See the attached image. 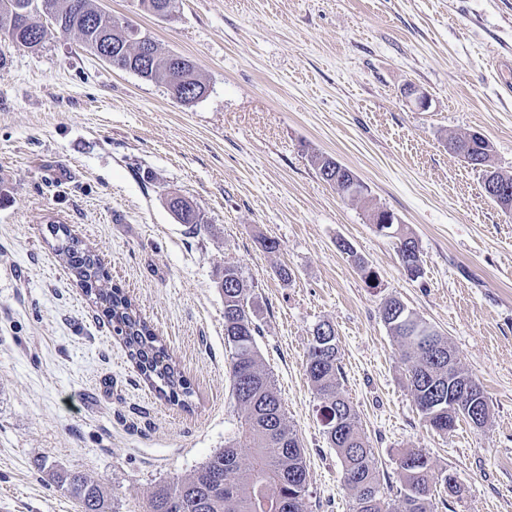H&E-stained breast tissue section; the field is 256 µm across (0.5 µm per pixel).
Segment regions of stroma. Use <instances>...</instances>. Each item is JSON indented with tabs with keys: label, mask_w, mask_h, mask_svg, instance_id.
<instances>
[{
	"label": "stroma",
	"mask_w": 512,
	"mask_h": 512,
	"mask_svg": "<svg viewBox=\"0 0 512 512\" xmlns=\"http://www.w3.org/2000/svg\"><path fill=\"white\" fill-rule=\"evenodd\" d=\"M96 2L191 59L208 92L183 104L72 34L35 51L0 40V512H80L60 481L70 472L100 483L105 512H147L156 486L223 448L238 421L218 284L228 261L255 287L256 343L303 444L308 512L354 502L305 372L321 322L336 330L341 389L382 485L399 489L400 457L421 448L461 484L435 512H512V213L447 147L481 134L512 174V0H179L168 18ZM322 155L367 199L322 180ZM173 193L199 208L200 228L179 223ZM375 207L418 241L421 278L370 224ZM51 224L92 247L154 327L190 384L188 408L142 380L55 255ZM392 297L479 381L483 429L426 426L380 318Z\"/></svg>",
	"instance_id": "1"
}]
</instances>
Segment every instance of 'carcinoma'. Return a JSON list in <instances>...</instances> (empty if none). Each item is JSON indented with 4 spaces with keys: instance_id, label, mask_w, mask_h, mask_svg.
<instances>
[{
    "instance_id": "obj_1",
    "label": "carcinoma",
    "mask_w": 512,
    "mask_h": 512,
    "mask_svg": "<svg viewBox=\"0 0 512 512\" xmlns=\"http://www.w3.org/2000/svg\"><path fill=\"white\" fill-rule=\"evenodd\" d=\"M47 2L50 13L60 21L58 30L74 33L91 51L104 50L112 55V66L122 70H140L147 80L164 82L176 100L190 104L204 97L206 84L196 67L183 74L179 84L172 83V54L156 51L149 64L140 66L136 42L130 34L113 24V16L102 13L94 0H79L83 17L71 12L72 0H0V16L15 8L23 10ZM0 37L18 47L38 49L46 37L28 29L4 27ZM448 150L465 159L473 158L485 167L484 173L500 183L505 192L491 196L497 205H512V175L494 168L492 146H470L468 137H450ZM170 209L182 224H202L204 215L181 196L169 200ZM48 231L56 244L53 249L69 273L84 288L86 295L103 307L114 332L121 336L130 360L143 379L170 401L185 403L190 395L188 382L155 330L138 313L134 301L119 288L109 287V273L99 256L64 224H51ZM224 292V336L231 351L229 380L238 414V433L224 441L193 474L175 477L158 486L148 500V512H308L306 492L308 469L300 438L288 425L282 400L271 375L263 368L256 347L259 327L248 311L252 291L241 268L224 263L221 271ZM403 311L397 321L385 325L404 348L408 388L424 422L437 432L455 431L459 418H450L448 410L461 398L455 381V368L448 366V337L410 311L398 298L380 308V318L390 309ZM318 323L312 330L306 360L307 377L320 396L319 414L323 433L336 449L344 470V481L354 491L352 512H434L433 495L437 484L448 493H457V482L434 469L420 448L407 450L399 461L403 484L397 499L388 502L380 489L379 472L372 448L362 434L356 410L340 388L342 368L336 340L322 341ZM250 450L245 466L238 449ZM71 495L81 512H104L101 485L88 476L74 472L65 476Z\"/></svg>"
}]
</instances>
